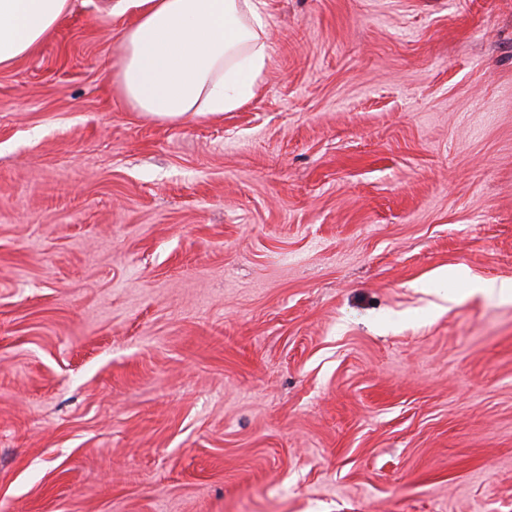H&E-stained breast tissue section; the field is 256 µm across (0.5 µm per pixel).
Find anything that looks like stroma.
Here are the masks:
<instances>
[{"label":"stroma","mask_w":512,"mask_h":512,"mask_svg":"<svg viewBox=\"0 0 512 512\" xmlns=\"http://www.w3.org/2000/svg\"><path fill=\"white\" fill-rule=\"evenodd\" d=\"M103 5L0 70V512H512V0H265L184 121Z\"/></svg>","instance_id":"35a3bbf8"}]
</instances>
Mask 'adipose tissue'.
<instances>
[{
    "label": "adipose tissue",
    "mask_w": 512,
    "mask_h": 512,
    "mask_svg": "<svg viewBox=\"0 0 512 512\" xmlns=\"http://www.w3.org/2000/svg\"><path fill=\"white\" fill-rule=\"evenodd\" d=\"M112 81L144 115L183 120L234 111L272 61L263 0H133ZM70 0H0V70L55 31Z\"/></svg>",
    "instance_id": "obj_1"
}]
</instances>
